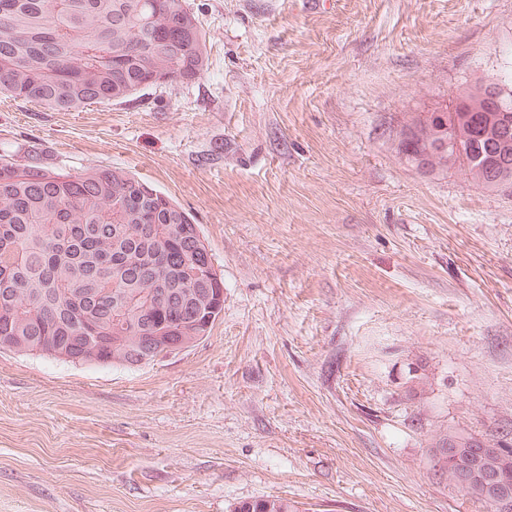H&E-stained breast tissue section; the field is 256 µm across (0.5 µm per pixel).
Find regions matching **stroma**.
<instances>
[{
  "label": "stroma",
  "mask_w": 512,
  "mask_h": 512,
  "mask_svg": "<svg viewBox=\"0 0 512 512\" xmlns=\"http://www.w3.org/2000/svg\"><path fill=\"white\" fill-rule=\"evenodd\" d=\"M209 68L56 112L0 155L122 169L199 225L224 309L140 366L0 351V512H485L440 436L512 430V186L399 148L512 84V0H187ZM297 508L288 500L282 498L276 499H258L240 503L234 509V512H296Z\"/></svg>",
  "instance_id": "35a3bbf8"
}]
</instances>
